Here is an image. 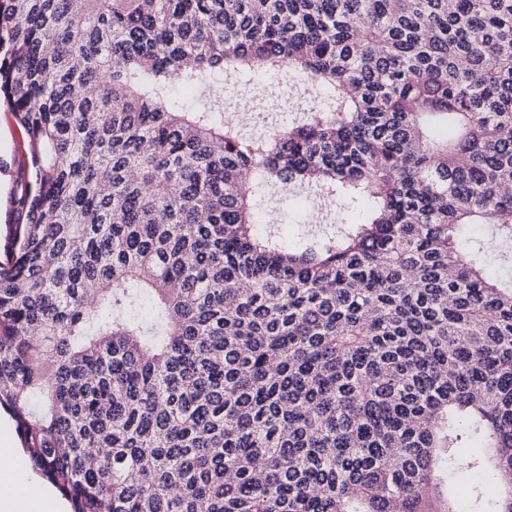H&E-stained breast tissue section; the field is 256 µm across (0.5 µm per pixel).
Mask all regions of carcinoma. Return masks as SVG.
Wrapping results in <instances>:
<instances>
[{
    "mask_svg": "<svg viewBox=\"0 0 512 512\" xmlns=\"http://www.w3.org/2000/svg\"><path fill=\"white\" fill-rule=\"evenodd\" d=\"M285 69L327 102L250 140L173 97ZM0 108V407L70 512H512V0H0ZM277 185L363 219L290 246ZM28 150L25 136L7 112H0V245L5 261L4 244L14 223L11 197L20 175L21 165ZM448 476L451 478V480L454 483H460V485L462 487V491H463V507H464V510H465L464 512H467V510H468V508L470 506L469 499H468V491H469L471 486H473L475 484H484V486L486 487V492L488 493V495H492L494 493V490H495L494 484H492L489 481H486L485 479L479 477L478 475L466 474V473H461V472L453 474V470H451L448 473Z\"/></svg>",
    "mask_w": 512,
    "mask_h": 512,
    "instance_id": "carcinoma-1",
    "label": "carcinoma"
}]
</instances>
